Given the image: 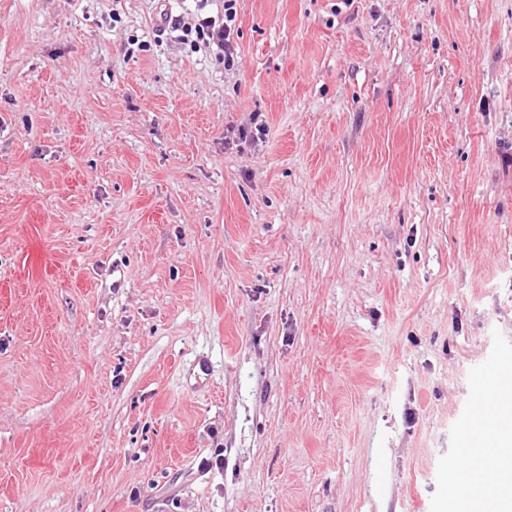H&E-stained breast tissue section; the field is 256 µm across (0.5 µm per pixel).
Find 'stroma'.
I'll return each mask as SVG.
<instances>
[{
    "mask_svg": "<svg viewBox=\"0 0 512 512\" xmlns=\"http://www.w3.org/2000/svg\"><path fill=\"white\" fill-rule=\"evenodd\" d=\"M223 5L0 0V512L457 491L512 349V0H237L233 72L160 28Z\"/></svg>",
    "mask_w": 512,
    "mask_h": 512,
    "instance_id": "stroma-1",
    "label": "stroma"
}]
</instances>
